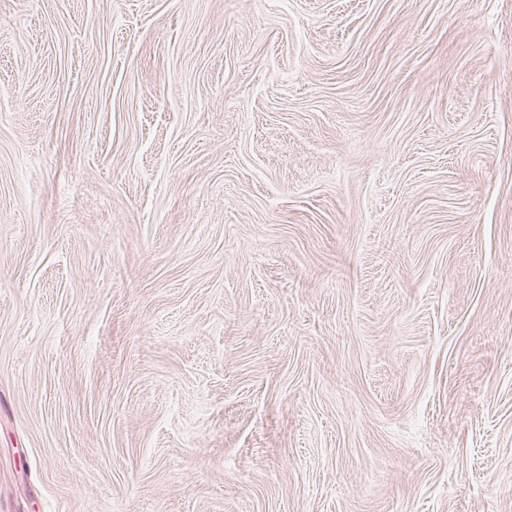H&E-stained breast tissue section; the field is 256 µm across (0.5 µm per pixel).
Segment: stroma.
Instances as JSON below:
<instances>
[{"mask_svg": "<svg viewBox=\"0 0 512 512\" xmlns=\"http://www.w3.org/2000/svg\"><path fill=\"white\" fill-rule=\"evenodd\" d=\"M0 512H512V0H0Z\"/></svg>", "mask_w": 512, "mask_h": 512, "instance_id": "stroma-1", "label": "stroma"}]
</instances>
